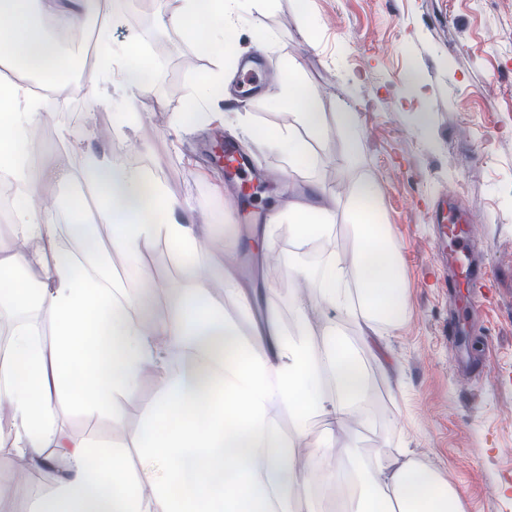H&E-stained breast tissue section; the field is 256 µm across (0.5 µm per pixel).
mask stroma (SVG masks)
Returning <instances> with one entry per match:
<instances>
[{
  "instance_id": "1",
  "label": "stroma",
  "mask_w": 512,
  "mask_h": 512,
  "mask_svg": "<svg viewBox=\"0 0 512 512\" xmlns=\"http://www.w3.org/2000/svg\"><path fill=\"white\" fill-rule=\"evenodd\" d=\"M176 7V0H104L115 43L137 44L165 64L149 93L87 110L83 138L148 171L189 207L193 223L208 226L199 258L225 317L247 340L251 322L222 291L223 267L242 266L239 238L250 228L272 233L262 257V304L276 310L281 331L289 332L298 301L310 300L321 286L324 261L352 265L353 232L343 205L356 181L374 175L379 217L398 244L410 305L404 324L382 331L381 347L372 350L341 312L326 305L310 312L312 345L320 346L323 327L335 324L356 350L368 385L362 417L337 430L321 468H353V460L336 459L346 448L365 459L409 450L457 491L463 512H512V0H274L269 9L245 12L237 34L241 55L256 51L255 35L271 36L276 48L265 53L266 66L278 72L285 61L299 64L301 83L317 94L324 114L317 131L279 105L275 83L261 100L242 106L243 125L175 127L202 78L222 74L230 89L239 74L234 62L211 54L206 34L188 39L168 24ZM88 90L87 78L73 81L29 135L45 173L39 199L61 209L83 198L73 176L81 154L60 131ZM117 110L130 112V125L113 124ZM345 110L359 117L365 152L359 168L349 164L337 129L335 115ZM286 132L307 149L295 168L279 151L252 144ZM225 138L239 143L261 176L239 204L212 152ZM313 186L334 212L328 239L301 248L289 225L258 221L261 211L281 208L289 190ZM451 191L497 284L495 303L474 319L465 340L445 331L457 299L438 283L437 272L452 270L453 260L439 257L440 227L428 219ZM83 200L93 209V199ZM131 278L129 293L150 320L186 284L182 260L162 242L143 251ZM56 415L74 437L113 436L107 417H87L62 401Z\"/></svg>"
}]
</instances>
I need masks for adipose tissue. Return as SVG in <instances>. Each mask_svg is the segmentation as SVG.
I'll return each mask as SVG.
<instances>
[{
  "label": "adipose tissue",
  "instance_id": "obj_1",
  "mask_svg": "<svg viewBox=\"0 0 512 512\" xmlns=\"http://www.w3.org/2000/svg\"><path fill=\"white\" fill-rule=\"evenodd\" d=\"M272 2L181 0L168 23L192 37L196 21L207 18L226 56L236 59L242 10ZM101 4L68 0L49 23L43 0H0V51L37 78L0 84V173L24 199L13 214V234L39 244L0 249V319L14 322L0 353V403L12 414L9 424L0 423V447L10 446L32 471L51 473L33 512H318L327 488L298 463L306 424L319 417L334 437L367 392L359 359L335 328L326 329L317 350L306 322L289 336L271 311L266 334L241 339L192 265L167 317L149 323L103 274L77 273L58 259V217L34 198L43 173L29 163L27 147L28 131L46 117L45 94L56 91L63 63L53 28L96 25L89 107L127 89L130 65H154L137 45L114 44L111 22L98 18ZM297 71L295 62L285 65L280 102L300 124L320 126L317 98L300 95ZM81 156L76 177L98 192L100 220L112 228L111 250L136 261L162 241L178 258L197 254L202 227L147 171L113 161L102 147ZM376 198L375 178L357 182L348 200L356 261L348 269L327 261L318 294L367 332L381 324L399 328L409 306L398 248L378 217ZM273 220L291 224L304 246L330 232L333 214L292 199ZM34 301L53 318L52 346L35 326L15 321ZM148 372L156 375L158 398L146 428L129 440L75 438L59 426L54 403L63 398L86 415H108L121 431L125 408L137 400L138 381ZM278 409L296 421L295 433L280 429ZM131 447L140 457L135 473L128 465ZM356 475L353 512H463L456 491L411 453L359 463Z\"/></svg>",
  "mask_w": 512,
  "mask_h": 512
}]
</instances>
